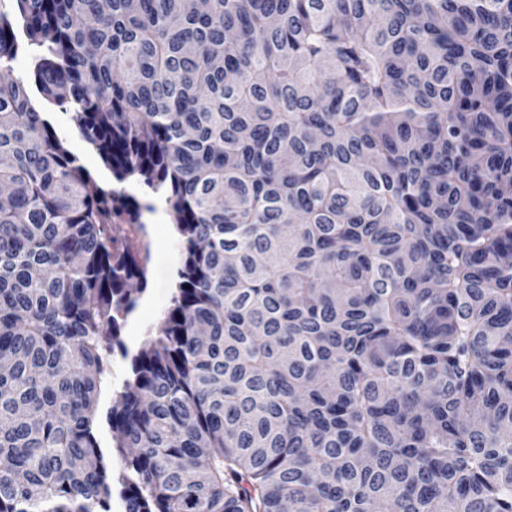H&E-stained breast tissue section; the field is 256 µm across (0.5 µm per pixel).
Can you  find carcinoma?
<instances>
[{
  "instance_id": "1",
  "label": "carcinoma",
  "mask_w": 512,
  "mask_h": 512,
  "mask_svg": "<svg viewBox=\"0 0 512 512\" xmlns=\"http://www.w3.org/2000/svg\"><path fill=\"white\" fill-rule=\"evenodd\" d=\"M8 2L0 512H512V0ZM57 129L65 136V139L69 143L70 148L80 156L83 165L90 171V173L97 179L99 184L106 190L115 188H122L123 184L129 182V180L123 184H118L102 165L98 155L89 148L75 132L72 121L69 119V115L62 113L56 114ZM155 207V211L144 212V223L146 224V230L148 234L152 235L157 226H161L165 229L166 234L170 237L177 235L176 226L173 224L172 217L169 215L171 224H163L168 220V217L164 211L161 202L157 198H151L148 201ZM141 233V237L149 243L150 248V260L147 265V278L144 284L145 294L151 293L156 288V282L160 278L170 282V293L167 294L165 299L160 303V307L154 311H142V308H153L159 298V291L148 295L141 308V304L138 308V314L140 315L139 326L137 329L138 336H134V330L128 322L126 327L122 331V339L131 348V353L136 352L143 341L146 338L148 331L156 330L159 325L163 312L170 302L172 295L171 284L174 279L178 280L177 271L181 265V254H180V239L170 240L167 235L159 228L153 236ZM130 374V358L124 359L115 352L112 358L111 375L102 389V399L99 406V416L104 420L106 409L112 399L122 390L125 379Z\"/></svg>"
}]
</instances>
